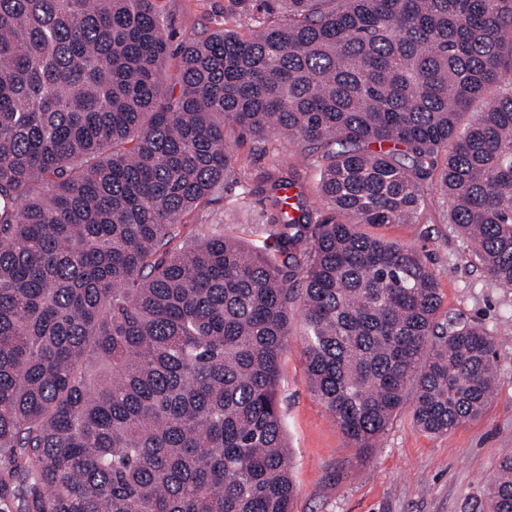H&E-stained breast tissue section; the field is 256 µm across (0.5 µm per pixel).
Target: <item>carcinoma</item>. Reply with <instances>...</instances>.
I'll return each instance as SVG.
<instances>
[{"mask_svg":"<svg viewBox=\"0 0 512 512\" xmlns=\"http://www.w3.org/2000/svg\"><path fill=\"white\" fill-rule=\"evenodd\" d=\"M163 27L156 0H0V512H294L296 315L363 453L409 399L436 434L491 398L495 338L361 225L415 223L435 181L512 288V0H224L171 74ZM233 134L301 145L332 217L276 154L262 251L177 246L241 175ZM485 496L512 512V457Z\"/></svg>","mask_w":512,"mask_h":512,"instance_id":"obj_1","label":"carcinoma"}]
</instances>
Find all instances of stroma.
<instances>
[{"mask_svg":"<svg viewBox=\"0 0 512 512\" xmlns=\"http://www.w3.org/2000/svg\"><path fill=\"white\" fill-rule=\"evenodd\" d=\"M170 46L188 34L206 37L224 26V0H158ZM245 184L230 183L216 201L192 212L193 229L220 224L226 235L261 248L265 201L259 189L273 156L296 162L295 143L245 141L234 149ZM366 233L417 249L436 272L442 310L485 328L496 339L498 379L482 413L445 434L418 428L403 407L370 453L356 448L312 394L300 344L282 357L278 396L293 463L295 512H480L486 483L512 456V288L476 265L448 222V206L432 198L413 224L365 225Z\"/></svg>","mask_w":512,"mask_h":512,"instance_id":"obj_1","label":"stroma"}]
</instances>
